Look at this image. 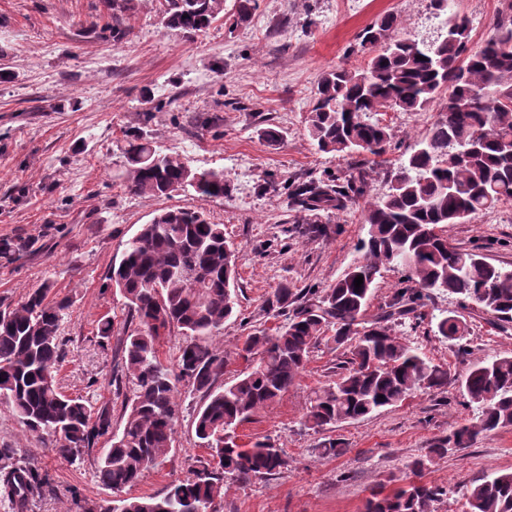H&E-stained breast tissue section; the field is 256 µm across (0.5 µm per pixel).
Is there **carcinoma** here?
Masks as SVG:
<instances>
[{
	"label": "carcinoma",
	"mask_w": 512,
	"mask_h": 512,
	"mask_svg": "<svg viewBox=\"0 0 512 512\" xmlns=\"http://www.w3.org/2000/svg\"><path fill=\"white\" fill-rule=\"evenodd\" d=\"M139 0H105L112 10V33L123 34V20ZM456 0H430L454 38L432 41L403 38L393 48L397 17L379 16L363 29L360 46L374 52L357 71L336 67L318 82L315 104L306 118L318 149L362 155L371 166L386 162L393 138L380 112H425L436 102L442 111L427 134L408 146L391 178L388 194L364 210L368 237L358 246L357 274L312 293L310 303L294 307L297 292L283 281L264 301V311L284 317L273 330L250 332L236 355L247 371L228 383L226 357L213 346L224 322L236 313V249L224 225L198 211L166 208L141 225L121 259L112 265L109 287L125 299L135 328L124 325L122 365L132 384L126 421L112 432L107 408L70 397L58 386L63 358L60 327L70 303L51 299V285L28 293L17 305L0 308V401L28 431L66 458L78 456L103 436L110 446L97 461L99 482L115 494L100 512H220L216 499L224 481L240 485L288 469V456L266 438L244 448L237 428L278 402L296 383L318 344L342 350L336 380L313 392L305 417L309 429H325L364 418L410 395L448 388V367L422 356L392 329V321L419 318L430 295L446 291L463 306L476 305L499 321L512 322V270L448 242L446 228L496 208L512 205V0H500L493 33L470 47L467 18ZM224 17V0H163L161 22L188 37ZM125 189L133 195L167 197L191 187L203 198L224 196V171L193 169L139 136L127 142ZM366 176L345 182L326 176L292 183L297 220L316 226L312 213L345 209L367 194ZM26 249L0 240V265ZM400 267L406 286L397 288L380 315L366 318L381 270ZM363 276L355 289L356 275ZM438 333L448 340L463 335L461 316L443 317ZM178 330L188 338L170 365L159 348ZM203 394L194 419L195 435L207 456L196 460L193 476L170 484L159 496L123 497L143 472L172 448L181 387ZM462 395L481 407L478 421L461 423L436 440L410 465L419 476L448 448H461L481 433L512 427V356L495 355L471 366L459 380ZM0 471V496L26 501L38 489V466ZM447 494L443 487L411 481L389 494L369 498L364 512H431ZM468 512H512V471L481 479L469 490Z\"/></svg>",
	"instance_id": "1"
}]
</instances>
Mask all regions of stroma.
Returning a JSON list of instances; mask_svg holds the SVG:
<instances>
[{"label": "stroma", "instance_id": "1", "mask_svg": "<svg viewBox=\"0 0 512 512\" xmlns=\"http://www.w3.org/2000/svg\"><path fill=\"white\" fill-rule=\"evenodd\" d=\"M470 22L471 41L491 33L499 0H457ZM160 0H144L112 37V13L103 0H0V239L25 243L24 255L0 267V303L17 304L30 290L51 283L52 296L71 306L61 326L64 356L58 379L65 394L108 406L113 429L125 423L130 382L119 368L123 299L108 277L127 243L160 210L187 207L223 225L238 248V315L225 322L213 344L225 352V380L245 371L234 353L249 329L275 328L263 303L280 281L300 289L334 284L356 257L368 229L366 202L383 197L393 164L362 170L359 157L317 150L305 129L316 86L329 68L362 69L369 57L359 34L379 15L397 16L402 33L432 39L442 19L430 0H259L243 25L225 0L223 19L189 40L160 23ZM426 112H384L397 145L424 137L438 117ZM281 131L279 142L261 129ZM143 136L200 169H220L228 190L201 198L193 189L156 198L123 188L126 139ZM365 171L366 201L323 214V233L295 223L291 181L334 175L346 180ZM449 242L486 261L512 267V206L448 227ZM463 313L461 339L439 335L442 316ZM417 321L397 320V336L458 376L477 361L512 352V323L496 326L477 306L461 308L456 296L433 294ZM113 316L109 340L96 322ZM339 351L318 346L294 387L255 421L237 429L242 446L269 437L291 458L285 473L242 486L225 484L220 512H363L372 492L390 493L411 476L410 463L459 423L478 421L458 383L417 392L365 418L315 431L305 427L313 391L334 379ZM200 394L178 400L172 448L128 497L162 494L190 475L204 456L195 436ZM341 442L336 457L321 454L325 440ZM106 439L76 459L59 456L29 433L0 403V468L37 461L43 485L24 507L0 498V512H97L112 493L95 474ZM512 471V428L478 435L449 450L424 470L425 482L447 488L434 512H467L465 492L476 480Z\"/></svg>", "mask_w": 512, "mask_h": 512}]
</instances>
